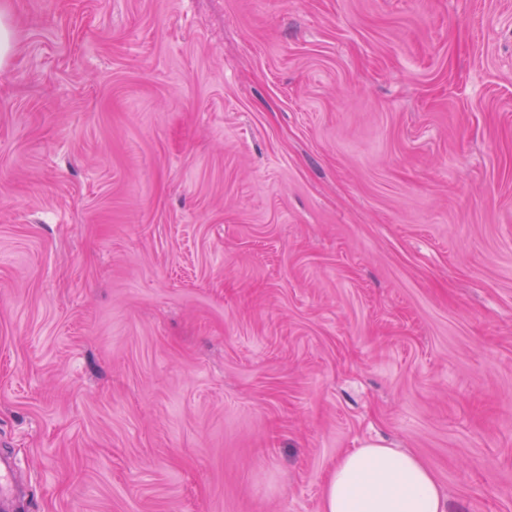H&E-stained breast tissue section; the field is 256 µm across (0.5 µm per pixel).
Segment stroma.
<instances>
[{
  "instance_id": "1",
  "label": "stroma",
  "mask_w": 512,
  "mask_h": 512,
  "mask_svg": "<svg viewBox=\"0 0 512 512\" xmlns=\"http://www.w3.org/2000/svg\"><path fill=\"white\" fill-rule=\"evenodd\" d=\"M8 3L28 512H320L376 442L512 512V0Z\"/></svg>"
}]
</instances>
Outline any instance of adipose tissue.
Masks as SVG:
<instances>
[{
	"instance_id": "ef3b65f1",
	"label": "adipose tissue",
	"mask_w": 512,
	"mask_h": 512,
	"mask_svg": "<svg viewBox=\"0 0 512 512\" xmlns=\"http://www.w3.org/2000/svg\"><path fill=\"white\" fill-rule=\"evenodd\" d=\"M321 512H446L438 482L415 455L370 444L337 459Z\"/></svg>"
}]
</instances>
